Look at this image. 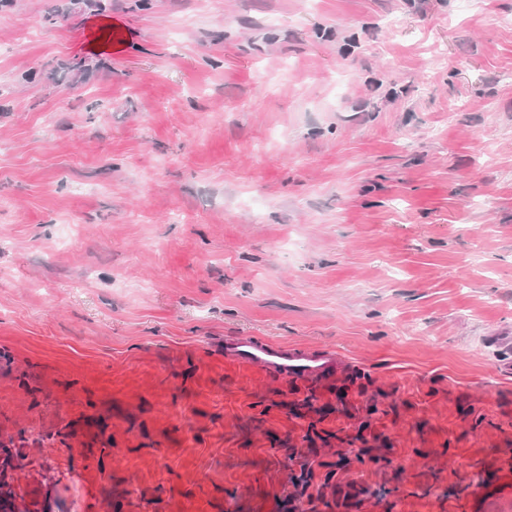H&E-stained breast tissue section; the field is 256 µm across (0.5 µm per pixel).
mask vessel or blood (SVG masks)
Here are the masks:
<instances>
[{
    "label": "vessel or blood",
    "mask_w": 512,
    "mask_h": 512,
    "mask_svg": "<svg viewBox=\"0 0 512 512\" xmlns=\"http://www.w3.org/2000/svg\"><path fill=\"white\" fill-rule=\"evenodd\" d=\"M224 360L293 382L326 380L352 366L330 345L282 344L256 336L225 337Z\"/></svg>",
    "instance_id": "b4317fda"
}]
</instances>
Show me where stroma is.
I'll use <instances>...</instances> for the list:
<instances>
[{
  "label": "stroma",
  "mask_w": 512,
  "mask_h": 512,
  "mask_svg": "<svg viewBox=\"0 0 512 512\" xmlns=\"http://www.w3.org/2000/svg\"><path fill=\"white\" fill-rule=\"evenodd\" d=\"M2 443L30 512H512V0L1 7ZM224 361L293 382L322 381L355 367L330 345L282 344L256 336L225 337Z\"/></svg>",
  "instance_id": "stroma-1"
}]
</instances>
